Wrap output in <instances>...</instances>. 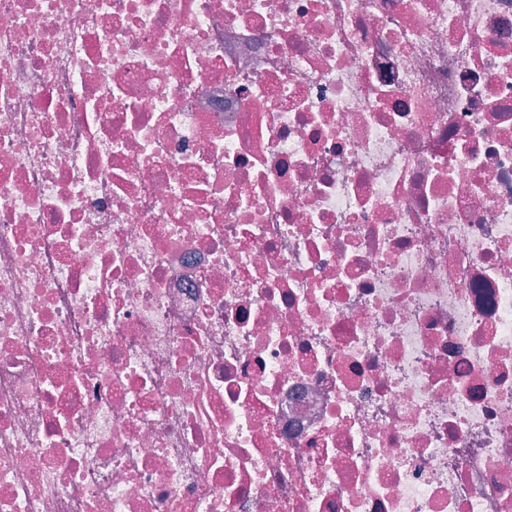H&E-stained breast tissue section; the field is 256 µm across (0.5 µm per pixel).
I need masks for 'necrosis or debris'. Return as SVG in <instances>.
<instances>
[{
	"instance_id": "obj_1",
	"label": "necrosis or debris",
	"mask_w": 512,
	"mask_h": 512,
	"mask_svg": "<svg viewBox=\"0 0 512 512\" xmlns=\"http://www.w3.org/2000/svg\"><path fill=\"white\" fill-rule=\"evenodd\" d=\"M0 512H512V0H0Z\"/></svg>"
}]
</instances>
